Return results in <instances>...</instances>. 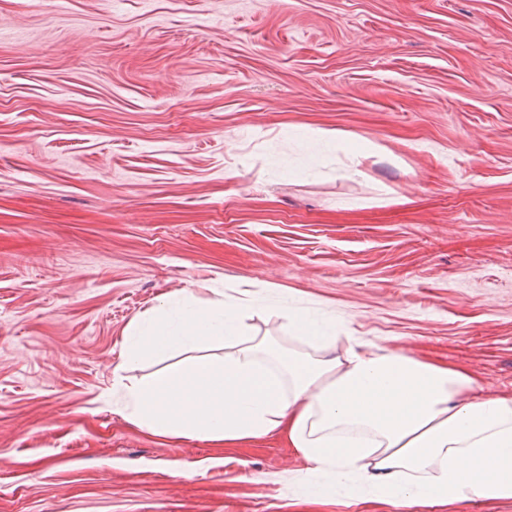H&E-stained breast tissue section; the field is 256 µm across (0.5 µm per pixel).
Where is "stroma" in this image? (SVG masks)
Instances as JSON below:
<instances>
[{
  "instance_id": "35a3bbf8",
  "label": "stroma",
  "mask_w": 512,
  "mask_h": 512,
  "mask_svg": "<svg viewBox=\"0 0 512 512\" xmlns=\"http://www.w3.org/2000/svg\"><path fill=\"white\" fill-rule=\"evenodd\" d=\"M204 288L512 394V0H0V512H512L127 422L126 328Z\"/></svg>"
}]
</instances>
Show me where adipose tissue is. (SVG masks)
Listing matches in <instances>:
<instances>
[{
    "label": "adipose tissue",
    "mask_w": 512,
    "mask_h": 512,
    "mask_svg": "<svg viewBox=\"0 0 512 512\" xmlns=\"http://www.w3.org/2000/svg\"><path fill=\"white\" fill-rule=\"evenodd\" d=\"M243 309L164 296L134 319L123 370L149 357L162 366L133 386L114 376L128 400L122 416L215 448L280 434L310 471L362 476L379 501L512 499V395L478 392L465 369L368 342L337 353L335 337L298 313L288 322L303 347L284 351L245 335Z\"/></svg>",
    "instance_id": "obj_1"
}]
</instances>
